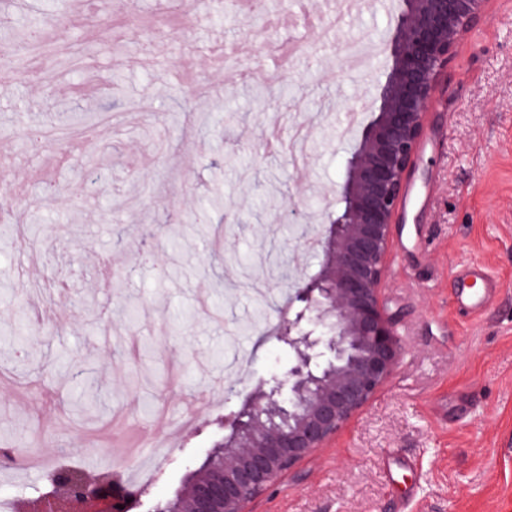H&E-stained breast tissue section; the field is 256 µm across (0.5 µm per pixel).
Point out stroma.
<instances>
[{"label": "stroma", "mask_w": 512, "mask_h": 512, "mask_svg": "<svg viewBox=\"0 0 512 512\" xmlns=\"http://www.w3.org/2000/svg\"><path fill=\"white\" fill-rule=\"evenodd\" d=\"M400 5L0 0V33L51 24L0 76V446L101 472L163 436L137 512L174 498L218 417L294 361L278 308L322 263L299 231L339 206L344 114L375 102ZM219 44L237 65L217 73ZM471 264L501 287L467 316ZM386 265L394 375L249 512H512V0L448 64ZM92 385L102 421L72 414ZM202 395L210 410L165 434Z\"/></svg>", "instance_id": "1"}]
</instances>
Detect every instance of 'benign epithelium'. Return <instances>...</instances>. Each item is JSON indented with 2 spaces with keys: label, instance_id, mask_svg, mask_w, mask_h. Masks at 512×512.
Listing matches in <instances>:
<instances>
[{
  "label": "benign epithelium",
  "instance_id": "benign-epithelium-1",
  "mask_svg": "<svg viewBox=\"0 0 512 512\" xmlns=\"http://www.w3.org/2000/svg\"><path fill=\"white\" fill-rule=\"evenodd\" d=\"M489 2L402 0L386 43L390 71L372 118L357 130L338 189L342 208L322 233L324 260L297 289L298 306L280 328L294 363L286 378L246 396L224 448L192 471L176 512H246L250 499L325 447L391 379L403 349L381 295L392 226L439 76ZM145 495L119 473L63 464L15 512H134Z\"/></svg>",
  "mask_w": 512,
  "mask_h": 512
}]
</instances>
